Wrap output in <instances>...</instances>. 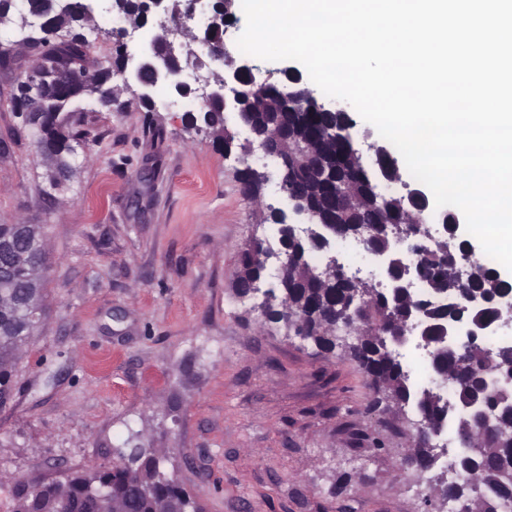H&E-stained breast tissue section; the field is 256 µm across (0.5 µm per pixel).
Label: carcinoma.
I'll return each mask as SVG.
<instances>
[{
    "label": "carcinoma",
    "mask_w": 512,
    "mask_h": 512,
    "mask_svg": "<svg viewBox=\"0 0 512 512\" xmlns=\"http://www.w3.org/2000/svg\"><path fill=\"white\" fill-rule=\"evenodd\" d=\"M43 15L41 28L25 26L24 16H15L13 4L0 7V42L23 34L34 43L48 44L60 72L87 68L89 40L80 30L89 25L74 0L73 9L57 15L47 0H26L25 11ZM94 83L61 84L60 97L48 111L41 113L39 123L45 136L41 140L46 151L60 152L69 144L86 141L87 132L77 129L67 112L74 103L97 98ZM208 127L219 148L224 145V109L220 104L205 106ZM251 120L257 132L267 133L278 125L288 126L292 144L299 148L313 145L326 128L339 126L347 117H328L321 112L299 114L283 108L281 112H254ZM349 147L333 143L321 156L323 180L302 184L281 169L285 185L295 188L307 205L320 214L318 231L324 225H336L331 237L341 238L344 232L360 231L370 246L390 259L404 260L399 237L392 232L393 224H382V212L376 201L374 175L356 169L347 161ZM340 181L347 182L360 198L359 208L336 223V191ZM0 242L12 244L14 252L26 254L27 262H7L0 256V405L11 397V372L14 360L33 333L46 320L45 288L28 285V260L47 262L43 243H33L21 236L16 224H0ZM470 242L455 237L448 242V254L426 252L422 262L432 272L436 286H427L425 294L411 293L406 297L398 288L403 267L385 275L386 286L375 283H353L342 275L321 279H299L301 272H313L311 254L318 248L303 242L293 247L288 270L275 283L263 309L273 323L284 321L283 311L300 318L306 339L322 349L338 350L340 356L354 362L364 374L368 386L380 397L373 404H385L388 410L401 414L412 412L416 419L408 420L407 448L401 453L402 462L420 454L426 460L425 470L412 473L417 486L440 484L442 500L438 512H448V499H472L485 512H512V495L502 491V483L512 484V367L499 357L504 340L479 337L466 356L462 357L450 344L439 341L440 327L458 321L491 320L495 309L487 304L480 309L468 307L467 297L481 293L487 299L503 291H512V282L504 279L494 262L478 259L472 277L463 282L454 280L453 267ZM39 310L41 321L30 322L29 308ZM422 310L423 325L429 329L430 371L437 369L450 374L448 386L457 400V410L450 413L448 402L431 390H419L410 381L408 372L398 358L396 348L408 339L409 327L416 322L417 310ZM381 322L377 336H361L358 329L344 330L343 316ZM486 412L495 426L490 440L462 439L474 426L476 412ZM429 424L427 430L438 435L448 429L463 447L456 456L457 476L448 480L438 471L440 455L431 442H416L417 421ZM198 512L199 506L185 492L166 467V459L157 448L135 447L120 454V461L110 468H86L68 473L61 480L27 479L14 486L11 512Z\"/></svg>",
    "instance_id": "cac0c4a2"
}]
</instances>
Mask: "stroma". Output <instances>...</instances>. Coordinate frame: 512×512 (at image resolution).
Segmentation results:
<instances>
[{"label": "stroma", "instance_id": "1", "mask_svg": "<svg viewBox=\"0 0 512 512\" xmlns=\"http://www.w3.org/2000/svg\"><path fill=\"white\" fill-rule=\"evenodd\" d=\"M112 83V109L81 102L90 135L55 187L0 71V224L42 225L50 267L48 318L0 406V512L18 479L137 444L163 449L204 512H422L399 470L405 419L369 410L354 364L235 292L240 252L273 236V191L243 195L234 156L181 103L148 112Z\"/></svg>", "mask_w": 512, "mask_h": 512}]
</instances>
